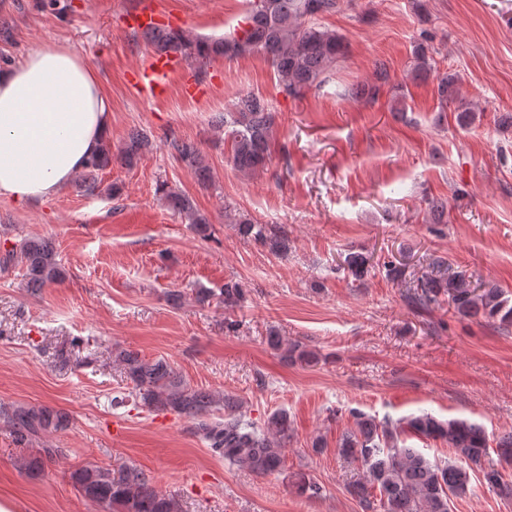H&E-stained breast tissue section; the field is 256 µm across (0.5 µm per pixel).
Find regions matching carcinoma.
<instances>
[{
  "label": "carcinoma",
  "instance_id": "carcinoma-1",
  "mask_svg": "<svg viewBox=\"0 0 512 512\" xmlns=\"http://www.w3.org/2000/svg\"><path fill=\"white\" fill-rule=\"evenodd\" d=\"M250 11L241 32L231 38H192L177 28L159 27L145 32L157 52L179 57L193 68L198 78L206 74L207 65L216 58H238L262 54L271 63L281 92L292 98L304 96L320 88L327 74L346 53L342 38L335 32L317 28L312 20L336 11L338 0H249ZM432 69L427 48L415 49L413 77ZM436 94L441 107L456 104V120L467 124L473 110L459 97L454 75L439 78ZM275 111L269 102L256 94L237 97L233 109L224 113V126L230 128L231 160L241 173L251 175L266 168L270 162V142L274 135ZM149 147L147 135L140 131L129 135L117 154L121 164L132 167ZM176 157L193 171L204 186L210 184L211 169L202 152L190 143L171 142ZM112 164V147L102 145L98 155L84 167L85 187L96 188L98 171ZM168 207L194 224L195 231L210 236V223L200 215L193 202L182 192L162 187ZM431 220L443 223L448 201L433 197L428 201ZM237 233L244 240H253L274 254L288 251V234L283 228L266 227L250 218L235 220ZM20 264L25 269L26 287L37 291L65 277L54 243L46 238H24L0 254V267ZM345 269L355 280L367 276L372 266L366 256L350 252L344 259ZM434 272L416 277L409 287L408 301L421 308L448 302L459 315L496 319L512 324V301L505 292L483 284L476 287L466 274L441 272L445 262L430 263ZM224 308H235L244 296L237 282H227L221 290ZM274 350H284L291 362L314 363L317 357L299 343H286L277 333L267 339ZM116 358L126 378L133 384L143 405L152 411L174 413L189 419L195 432L210 450L239 468L272 474L283 462V448L288 440V414L280 411L259 427L244 419L242 402L233 396L219 397L205 389L193 388L163 359L146 360L138 354L122 350ZM216 410L224 411L220 418ZM13 435L21 442L42 433L52 434L68 426L65 412L48 406H15L0 412ZM354 428L344 432L339 453L362 469L364 481L353 490L368 512H449L450 503L467 494L472 465L481 463L489 454L486 431L465 420L441 421L429 413L394 422L379 421L362 413L353 414ZM440 440L452 448L451 460L425 457L417 449L405 445L401 435ZM497 456L512 462V432L499 437ZM73 478L82 495L114 512H181L179 501L150 486L145 474L135 466L118 472L90 464L74 473ZM488 488L505 499L512 498V480L502 472L490 469L483 473Z\"/></svg>",
  "mask_w": 512,
  "mask_h": 512
}]
</instances>
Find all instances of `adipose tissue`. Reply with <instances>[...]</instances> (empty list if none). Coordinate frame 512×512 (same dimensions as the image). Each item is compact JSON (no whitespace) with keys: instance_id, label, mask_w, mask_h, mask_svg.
Here are the masks:
<instances>
[{"instance_id":"ef3b65f1","label":"adipose tissue","mask_w":512,"mask_h":512,"mask_svg":"<svg viewBox=\"0 0 512 512\" xmlns=\"http://www.w3.org/2000/svg\"><path fill=\"white\" fill-rule=\"evenodd\" d=\"M112 104L70 46L40 45L0 70V197H54L106 140Z\"/></svg>"}]
</instances>
